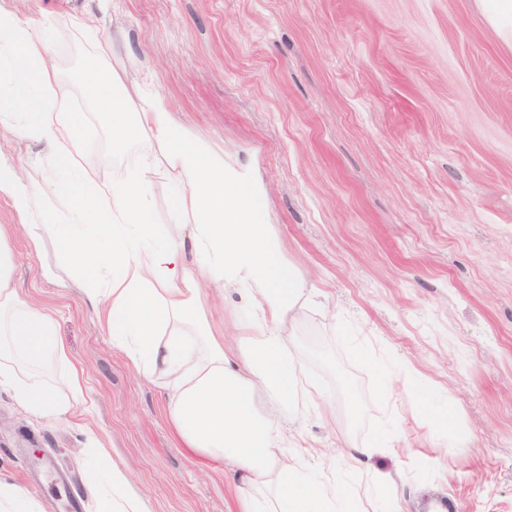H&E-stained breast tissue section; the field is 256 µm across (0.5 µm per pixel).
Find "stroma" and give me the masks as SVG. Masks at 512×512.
I'll list each match as a JSON object with an SVG mask.
<instances>
[{
	"label": "stroma",
	"instance_id": "stroma-1",
	"mask_svg": "<svg viewBox=\"0 0 512 512\" xmlns=\"http://www.w3.org/2000/svg\"><path fill=\"white\" fill-rule=\"evenodd\" d=\"M47 28L101 179L157 157L150 137L112 144L79 78L93 59L73 17L115 38L117 89L162 100L227 165H250L283 257L305 289L294 338L326 416L321 449L356 512H512V39L481 0H0ZM42 144L0 124V162L46 175ZM9 199L13 284L51 311L83 396L40 417L0 390V474L45 512H92L80 451L101 443L149 512H232L220 459L186 455L159 382L139 376L74 285L55 244H32ZM56 271L41 276L42 267ZM212 289L216 327L247 316ZM447 413V424L434 412ZM383 443L353 473L349 446ZM389 474L376 491L374 473Z\"/></svg>",
	"mask_w": 512,
	"mask_h": 512
}]
</instances>
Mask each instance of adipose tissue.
<instances>
[{"label":"adipose tissue","mask_w":512,"mask_h":512,"mask_svg":"<svg viewBox=\"0 0 512 512\" xmlns=\"http://www.w3.org/2000/svg\"><path fill=\"white\" fill-rule=\"evenodd\" d=\"M5 70L30 97L0 95V118L43 143L51 166L81 185L84 199L56 218L46 201L65 183L32 186L19 167L1 164L0 195L9 197L33 242L51 238L77 263L86 299L106 309L112 344L135 371L164 378L169 419L186 452L223 459L233 471L235 512H349L335 484L305 473L284 452L302 418L303 370L284 324L303 281L279 252L258 205L265 186L252 168L226 167L222 155L174 122L162 101L134 107L130 94H113L111 69L89 63L82 80L99 111L109 114L113 137L123 143L150 134L162 147L161 166L178 177L174 220L158 233L140 172L109 182L86 164L75 107L60 84L47 32L0 10V72ZM6 238L0 225V388L35 414L61 416L81 393L83 379L70 368L64 380H47V372L68 363V351L54 316L14 287ZM190 249L199 256L198 268L186 262ZM211 283L244 286L254 310L238 327L235 348L198 318ZM84 464L95 512H145L105 448L86 449Z\"/></svg>","instance_id":"ef3b65f1"}]
</instances>
